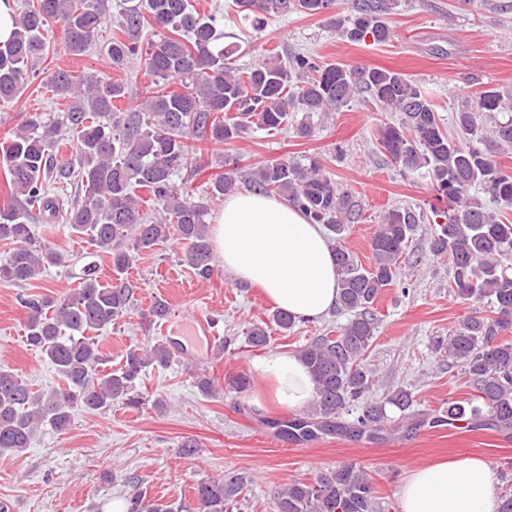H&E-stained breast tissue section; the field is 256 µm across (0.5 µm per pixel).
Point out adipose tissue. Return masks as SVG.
<instances>
[{
	"label": "adipose tissue",
	"mask_w": 512,
	"mask_h": 512,
	"mask_svg": "<svg viewBox=\"0 0 512 512\" xmlns=\"http://www.w3.org/2000/svg\"><path fill=\"white\" fill-rule=\"evenodd\" d=\"M213 241L225 272L263 289L290 315L312 320L337 306L325 230L287 201L247 190L226 196L213 219ZM252 369L266 385L261 399L295 410L315 396V381L298 356L276 353L255 360ZM498 506L491 468L479 458L411 469L401 487L402 512H497Z\"/></svg>",
	"instance_id": "obj_1"
}]
</instances>
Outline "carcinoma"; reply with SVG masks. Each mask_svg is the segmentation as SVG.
I'll use <instances>...</instances> for the list:
<instances>
[{
    "label": "carcinoma",
    "instance_id": "cac0c4a2",
    "mask_svg": "<svg viewBox=\"0 0 512 512\" xmlns=\"http://www.w3.org/2000/svg\"><path fill=\"white\" fill-rule=\"evenodd\" d=\"M335 0H230L208 16L189 0H122L115 33L104 45L115 65L136 57L150 78L139 103L121 110L128 86L106 75L76 77L66 69L46 81L56 95L70 100L58 117L35 113L0 142L10 201L0 207V241L12 245L0 260V282L27 284L62 256L41 241L32 215L48 223L62 222L72 234L89 238L99 260L107 261L113 278L103 283L99 265L79 269V287L63 295L20 296L27 311L26 342L54 368L59 383L50 391L33 387L28 377L0 365V455L29 448L44 428L64 431L73 412H106L121 402L141 404L136 383L149 366L166 367L174 349L163 341L128 348L115 371L102 374L106 357L98 342L85 336L128 313L133 285L128 270L143 252L172 236L185 245L188 265L197 277L210 278L214 253L207 216L211 204L224 200L239 182L250 190L289 201L312 224L326 229L336 261L339 308L350 315L336 332L317 336L301 350L316 382L312 410L276 421L277 436L288 441H314L343 433L379 437L465 421L471 427L512 433V168L500 155L512 148V117L486 125L482 113H508L512 99L495 88L479 92L475 103L462 101L455 110L452 136L436 105L422 87L391 69L325 63L301 52L288 61L271 57L250 68L232 62L236 45H224L221 21H251L258 29L271 17L288 13L327 16L339 36L359 43L391 38L387 0H352L348 15L330 13ZM109 10L108 0H37L19 11L10 40L0 45V100H14L38 76L37 64L47 52L48 32L62 27L64 50L82 56L96 44ZM171 84L179 89L166 90ZM365 94L385 112H397L396 123L378 130L381 151L402 172L424 171L435 203L437 223L430 240L435 256H448L450 288L455 296L477 305L448 336V358L458 364L472 397L451 402L442 413L408 416L411 392L400 389L383 401L368 399L373 377L362 365L378 333L374 308L378 297L397 284L409 241L420 216L392 207L382 216L370 243L365 266L341 244L360 213L352 195L341 189L318 156L279 158L246 173L240 161L219 157L227 171L216 175L198 196L180 188L175 178L202 171L203 145H227L256 126L277 131L293 112H338ZM77 136L78 165L61 153ZM494 143L496 149L489 148ZM77 174L83 196L69 203L51 185ZM476 186L496 208L470 194ZM149 194L152 208L141 193ZM400 411L391 420L387 407ZM353 421L341 416L350 408ZM244 491V478L229 473L194 486L193 504L151 500L139 493L128 512H229ZM274 512H385L372 476L363 466L342 463L309 482L295 480L274 495Z\"/></svg>",
    "mask_w": 512,
    "mask_h": 512
}]
</instances>
